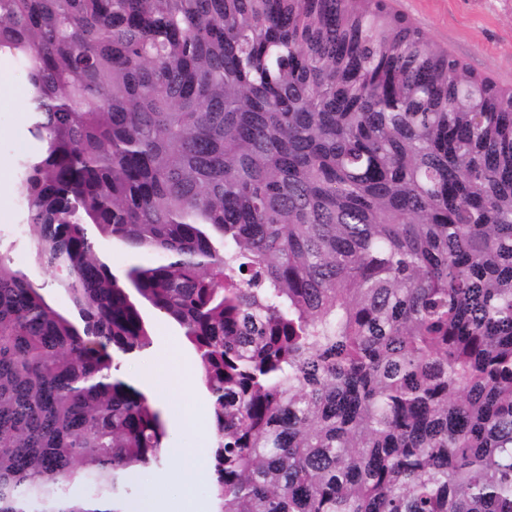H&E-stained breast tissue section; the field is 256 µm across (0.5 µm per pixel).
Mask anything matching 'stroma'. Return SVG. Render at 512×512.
<instances>
[{
  "label": "stroma",
  "mask_w": 512,
  "mask_h": 512,
  "mask_svg": "<svg viewBox=\"0 0 512 512\" xmlns=\"http://www.w3.org/2000/svg\"><path fill=\"white\" fill-rule=\"evenodd\" d=\"M392 8L405 15L437 45L466 64L469 70L490 76L498 84L512 86V0H389ZM0 69L6 70L15 91L13 101L0 105V175L7 183L0 191V254L12 266L36 283L59 307H66L67 297L56 282L46 281L34 264V244L23 232L24 207L18 192L21 178L20 160L30 151L33 140L28 132V88L14 61L0 58ZM143 314L152 328L153 347L139 356L127 359L121 366L123 376L154 398L165 409L168 445L187 448L209 463L215 444L210 417V400L201 385L179 396H169L172 369L183 368L196 373L197 359L185 341L180 328L151 305H143ZM199 412V426H183L184 410ZM173 467L159 466L142 470L129 479L127 503L139 501L145 486L159 489L161 512H173Z\"/></svg>",
  "instance_id": "obj_1"
}]
</instances>
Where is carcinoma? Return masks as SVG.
Segmentation results:
<instances>
[{
    "label": "carcinoma",
    "instance_id": "carcinoma-1",
    "mask_svg": "<svg viewBox=\"0 0 512 512\" xmlns=\"http://www.w3.org/2000/svg\"><path fill=\"white\" fill-rule=\"evenodd\" d=\"M2 55L69 308L0 254V512H124L166 463L144 301L214 512H512V86L386 0H0ZM143 314L152 328L153 347L144 354L125 360L121 366L123 376L138 386L147 396L154 398L165 409L166 426L168 429V455L173 461V466L151 467L142 470L129 479L128 493L126 495V508L135 504L141 498L143 488L153 485L160 489L157 496L159 507L152 508L155 491L152 487L144 490L139 512H165L174 510V495L172 488V476L179 467L178 459L173 455V448H178L177 455L183 460V464L176 474V485H180L184 495L189 491L190 484L195 479L198 464L193 454L186 451L188 448L194 455L201 459L203 467L201 473L195 479L190 499L195 509L204 512L214 511V503L208 492L210 482L209 462L215 444L214 426L210 417V400L207 392L201 387L197 378V359L192 348L182 336L180 328L165 317L151 305L145 303L142 306ZM165 348L170 351V359L166 363ZM183 369L193 376V387L179 396L169 397L170 374L175 368ZM149 375V378L145 376ZM192 408L199 412L201 421L198 427H185L179 422L184 410ZM191 459L188 464L187 460Z\"/></svg>",
    "mask_w": 512,
    "mask_h": 512
}]
</instances>
